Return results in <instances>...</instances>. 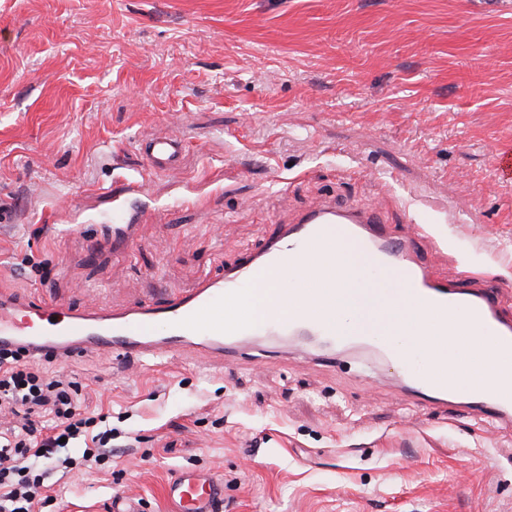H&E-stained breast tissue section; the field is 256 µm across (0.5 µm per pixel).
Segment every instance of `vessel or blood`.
Listing matches in <instances>:
<instances>
[{"mask_svg":"<svg viewBox=\"0 0 512 512\" xmlns=\"http://www.w3.org/2000/svg\"><path fill=\"white\" fill-rule=\"evenodd\" d=\"M151 168L170 170L180 140L156 132L143 141ZM344 226L371 254L380 271L397 275L394 303L416 309V334L424 343L447 335L451 315L465 313L476 343L492 346L502 365H512V318L499 309L498 288H462L434 276L417 253L415 240H394L375 208L329 201L279 230L261 248L245 253L221 276L207 278L168 302L141 299L119 310L81 309L21 298L0 290V345L21 347L41 358L64 359L83 351H106L142 361L193 348L213 356L263 358L261 337L300 338L321 354L350 345L336 320V268L329 261L334 241L329 226ZM291 265L300 274L289 290L276 293L269 315L253 320L240 311L243 284L268 269ZM404 389L421 405L454 403L479 408L500 424H512V391L477 383L478 356L456 359L418 374L400 363ZM224 488L211 474L179 472L166 487L177 512H213Z\"/></svg>","mask_w":512,"mask_h":512,"instance_id":"vessel-or-blood-1","label":"vessel or blood"}]
</instances>
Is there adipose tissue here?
Listing matches in <instances>:
<instances>
[{
  "instance_id": "ef3b65f1",
  "label": "adipose tissue",
  "mask_w": 512,
  "mask_h": 512,
  "mask_svg": "<svg viewBox=\"0 0 512 512\" xmlns=\"http://www.w3.org/2000/svg\"><path fill=\"white\" fill-rule=\"evenodd\" d=\"M394 291L395 282L390 278L377 290L347 283L337 293L336 318L352 331H370L380 324H387L393 349L406 360L417 359L436 366L469 354L471 338L463 327L454 329L452 338L443 337L428 345H415L413 336L419 327L415 314L405 308L389 309L383 305L385 295Z\"/></svg>"
}]
</instances>
